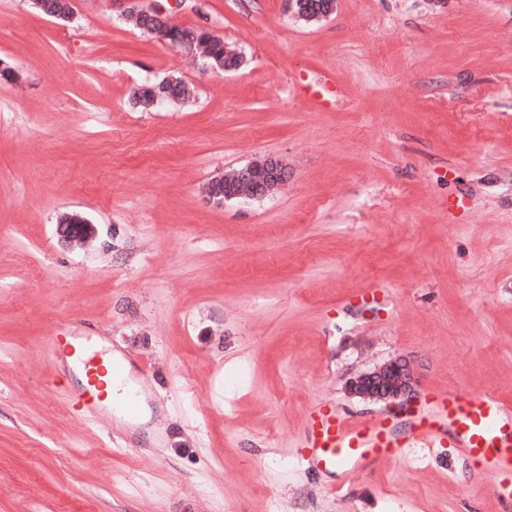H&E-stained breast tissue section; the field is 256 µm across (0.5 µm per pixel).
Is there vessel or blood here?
Segmentation results:
<instances>
[{
    "label": "vessel or blood",
    "mask_w": 512,
    "mask_h": 512,
    "mask_svg": "<svg viewBox=\"0 0 512 512\" xmlns=\"http://www.w3.org/2000/svg\"><path fill=\"white\" fill-rule=\"evenodd\" d=\"M80 363L89 384L71 393L70 405L88 411L107 380L125 377L126 362L105 363L98 352L86 351ZM416 444L448 446L471 457L478 472L491 480L499 512H512V400L495 392H431L404 433L396 431L391 415L356 421L324 402L309 411L297 456L307 467L340 475Z\"/></svg>",
    "instance_id": "1"
}]
</instances>
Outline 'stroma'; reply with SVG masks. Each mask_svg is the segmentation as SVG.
Segmentation results:
<instances>
[{"label":"stroma","instance_id":"obj_1","mask_svg":"<svg viewBox=\"0 0 512 512\" xmlns=\"http://www.w3.org/2000/svg\"><path fill=\"white\" fill-rule=\"evenodd\" d=\"M0 0V512H497L451 448L338 478L296 445L324 401L392 360L411 402L512 393V0H183L241 51L223 72L122 23ZM183 80L145 110L135 87ZM331 79L315 108L303 86ZM263 158L262 200L209 202ZM95 226L61 243L59 217ZM126 354L141 413L98 424L50 336ZM295 1V11L293 17L297 21L304 23L319 22L327 15L333 13L336 7L335 0H293ZM288 5L292 9V2ZM253 162L254 161L250 162L242 169V174L246 180L251 179L250 173L253 172L255 167ZM256 165L258 179L256 181L251 179L253 192L252 197L253 199H261L262 197L260 192H264L266 188L274 186L275 177L280 178V174L284 170V167L278 161H275V163H268L267 160L263 161L262 163L256 162ZM237 170H235L231 173L225 174L222 177L214 178L209 182L207 188L210 185L217 183V184L221 185L224 189L223 194L222 193L218 194L213 189H210L207 194H208L209 200L211 202L221 205V204H224V199L226 198V196H231V195L234 196L231 199V200H233V199H236V196L238 195L239 192H245L247 190L248 187L246 185L242 184L240 181V178H238Z\"/></svg>","mask_w":512,"mask_h":512}]
</instances>
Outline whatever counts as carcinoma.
<instances>
[{
	"instance_id": "obj_1",
	"label": "carcinoma",
	"mask_w": 512,
	"mask_h": 512,
	"mask_svg": "<svg viewBox=\"0 0 512 512\" xmlns=\"http://www.w3.org/2000/svg\"><path fill=\"white\" fill-rule=\"evenodd\" d=\"M34 7L46 15L67 20L72 14L71 0H36ZM336 0H295L293 17L304 23L319 22L333 13ZM123 19L133 28L155 37L165 34L168 41L180 45H191L199 56L210 66L222 70H234L241 66L243 56L229 48L224 39L205 27L171 24L165 15H147L129 12ZM187 95L183 82L177 78L165 79L158 83L145 84L134 92L135 104L145 110L160 102L182 101ZM284 167L280 162L266 161L257 163V179L252 181L253 198H261V192L274 186L275 178L280 176ZM224 189V195L237 196L247 190L237 172L233 171L211 180Z\"/></svg>"
}]
</instances>
